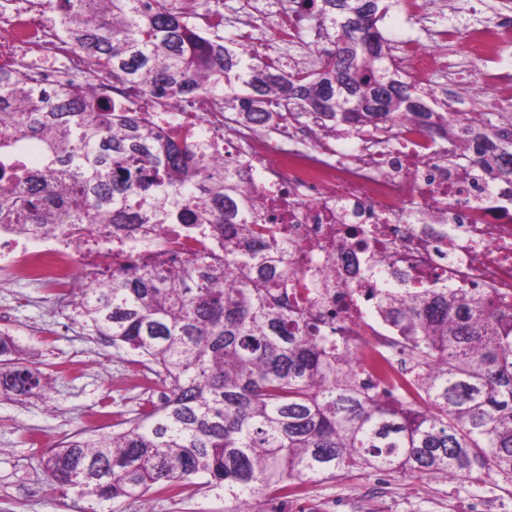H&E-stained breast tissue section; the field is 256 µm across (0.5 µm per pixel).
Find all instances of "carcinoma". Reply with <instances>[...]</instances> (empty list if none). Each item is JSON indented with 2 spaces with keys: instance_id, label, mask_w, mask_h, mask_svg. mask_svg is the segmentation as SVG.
I'll return each mask as SVG.
<instances>
[{
  "instance_id": "carcinoma-1",
  "label": "carcinoma",
  "mask_w": 512,
  "mask_h": 512,
  "mask_svg": "<svg viewBox=\"0 0 512 512\" xmlns=\"http://www.w3.org/2000/svg\"><path fill=\"white\" fill-rule=\"evenodd\" d=\"M171 0H55L73 47L148 99L224 97L245 123L278 101L326 129L412 120L453 136L456 120L393 69L378 26L383 0H299L335 31L315 72H285L201 36ZM455 148L494 181L512 180V112H483ZM35 143L39 165L0 160V224L48 232L94 225L116 243L142 224L214 225L222 251L191 259L116 253L82 289L87 326L152 365L165 386L120 432L49 448L51 480L99 501L224 492L225 512H260L354 470L512 484V306L445 288L393 289L379 312L413 337L423 402L379 395L336 360V314L288 302L295 273L277 239L256 231L243 178L184 138L144 125L78 87L36 90L0 72V155ZM46 376L0 334V395L30 397Z\"/></svg>"
}]
</instances>
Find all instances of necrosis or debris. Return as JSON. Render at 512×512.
Listing matches in <instances>:
<instances>
[{"label":"necrosis or debris","instance_id":"necrosis-or-debris-1","mask_svg":"<svg viewBox=\"0 0 512 512\" xmlns=\"http://www.w3.org/2000/svg\"><path fill=\"white\" fill-rule=\"evenodd\" d=\"M436 2L398 0L401 14L428 29L422 42L390 38L394 66L425 92L440 79L435 100L463 112L466 124L479 119L462 109L473 99L512 111V74L502 68L512 50V15L460 36L436 20ZM251 9V0H239V17L229 22L237 45L269 62L302 57L316 68L326 44L317 34L303 37L296 10L280 11L279 39L262 43ZM0 70L23 73L37 88L75 84L109 96L147 124L187 135L197 151L232 159L257 201L259 223L288 227V257L298 264L289 297L302 308L317 301L335 312L336 355L359 366L371 384L408 392L416 379L406 337L377 314L383 291L445 288L512 306V184L486 180L471 153L450 149L413 122L363 126L346 145L292 109L260 127L239 122L218 96L150 108L128 83L73 48L46 0H0ZM160 246L188 259L203 248L218 250L220 241L205 226L187 232L165 224L122 244L132 256ZM111 267V243L68 231L22 234L0 224V278L44 289L55 307L77 303V287Z\"/></svg>","mask_w":512,"mask_h":512}]
</instances>
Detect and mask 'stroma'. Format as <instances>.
Here are the masks:
<instances>
[{"label": "stroma", "instance_id": "1", "mask_svg": "<svg viewBox=\"0 0 512 512\" xmlns=\"http://www.w3.org/2000/svg\"><path fill=\"white\" fill-rule=\"evenodd\" d=\"M33 289L0 288L12 335L50 383L29 399L0 398V512H224V497L199 485L174 498L102 502L51 487L41 453L72 436L83 416L107 413L108 424L137 417L146 399L133 381V352L112 347L92 330H79L69 311L33 301ZM512 512V485L498 478L478 484L444 483L414 474L353 471L336 482L309 484L303 499L267 497L264 512H313V503L352 502V512H462L474 490Z\"/></svg>", "mask_w": 512, "mask_h": 512}]
</instances>
